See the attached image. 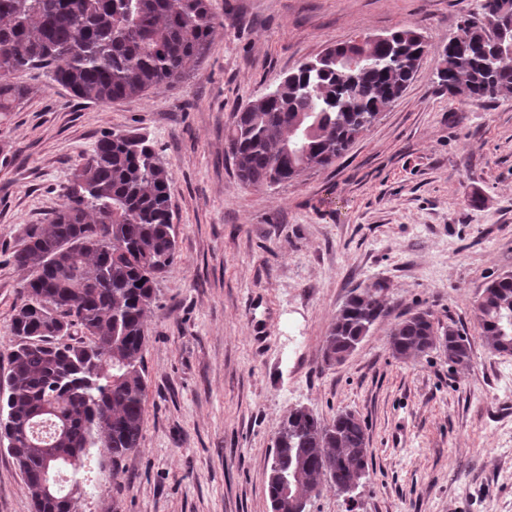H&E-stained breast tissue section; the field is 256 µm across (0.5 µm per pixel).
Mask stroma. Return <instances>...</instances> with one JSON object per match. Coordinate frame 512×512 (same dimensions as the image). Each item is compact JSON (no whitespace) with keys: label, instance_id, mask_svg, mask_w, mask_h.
Masks as SVG:
<instances>
[{"label":"stroma","instance_id":"obj_1","mask_svg":"<svg viewBox=\"0 0 512 512\" xmlns=\"http://www.w3.org/2000/svg\"><path fill=\"white\" fill-rule=\"evenodd\" d=\"M210 50L182 82L141 97L77 100L47 70L0 113V355L26 274L9 261L27 225L61 207L82 155L110 132L145 135L168 171L178 260L146 322L143 437L112 475L90 449L77 512H271L267 471L290 410L354 413L372 465L347 508L512 512V354L489 352L474 303L512 271V97L449 99L437 49L477 0H210ZM401 26L430 48L402 97L325 169L246 187L224 152L238 110L327 47ZM390 283L389 313L341 364L324 338L349 292ZM428 310L471 341L402 361L389 334ZM0 512H31L0 447Z\"/></svg>","mask_w":512,"mask_h":512}]
</instances>
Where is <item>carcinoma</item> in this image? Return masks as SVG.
Masks as SVG:
<instances>
[{
    "mask_svg": "<svg viewBox=\"0 0 512 512\" xmlns=\"http://www.w3.org/2000/svg\"><path fill=\"white\" fill-rule=\"evenodd\" d=\"M216 15L208 0H0V112L27 94L11 76L50 69L54 82L88 102H112L172 85L209 51ZM512 0H480L437 51L438 86L482 104L512 96ZM428 52L403 27L326 48L272 92L249 101L225 137L245 186L272 185L341 157L399 99ZM358 60L347 68L343 60ZM67 201L45 224L24 230L12 262L27 273L0 368V445L15 459L32 512H70L66 492L43 494L51 458L102 448L112 477L137 448L144 425L146 317L157 279L177 261L166 167L144 136L111 132L82 156ZM142 285H137V282ZM385 283L354 288L324 338V355L351 354L387 312ZM474 312L487 348L512 353V272L491 280ZM442 335L448 361L471 360L470 339L439 331L418 311L395 324L390 349L415 359ZM281 473L299 470L318 496L362 480L372 454L363 422L342 411L326 423L305 408L282 420Z\"/></svg>",
    "mask_w": 512,
    "mask_h": 512,
    "instance_id": "cac0c4a2",
    "label": "carcinoma"
}]
</instances>
